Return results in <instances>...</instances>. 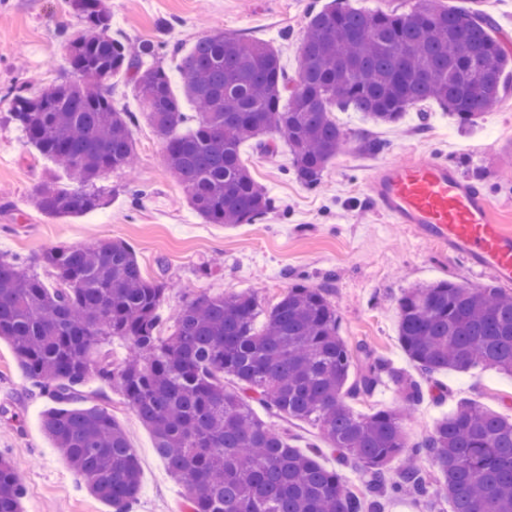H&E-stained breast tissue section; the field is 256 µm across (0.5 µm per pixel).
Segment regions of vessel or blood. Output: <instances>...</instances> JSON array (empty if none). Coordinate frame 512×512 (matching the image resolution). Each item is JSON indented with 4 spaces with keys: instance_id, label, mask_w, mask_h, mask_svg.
Segmentation results:
<instances>
[{
    "instance_id": "b4317fda",
    "label": "vessel or blood",
    "mask_w": 512,
    "mask_h": 512,
    "mask_svg": "<svg viewBox=\"0 0 512 512\" xmlns=\"http://www.w3.org/2000/svg\"><path fill=\"white\" fill-rule=\"evenodd\" d=\"M372 200L393 223L412 225L426 241L512 284V232L490 218L486 195L447 161L385 162L374 171Z\"/></svg>"
}]
</instances>
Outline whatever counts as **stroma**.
<instances>
[{"instance_id": "stroma-1", "label": "stroma", "mask_w": 512, "mask_h": 512, "mask_svg": "<svg viewBox=\"0 0 512 512\" xmlns=\"http://www.w3.org/2000/svg\"><path fill=\"white\" fill-rule=\"evenodd\" d=\"M112 12V34L130 41L161 45L156 58L180 90V56L201 37L221 30L266 41L278 49L283 70L295 77L297 47L312 12L333 0H105ZM80 20L65 0H0V96L24 86L37 92L64 78L61 44ZM349 134L384 141V152L368 156L349 149L309 187L292 171L287 146L271 155L253 143L240 151L254 178L275 207L259 222L206 224L190 209L185 190L168 172L163 143L147 125L133 130L137 163L127 173L103 179L111 192L98 212L52 218L30 204L35 187L56 175L52 160L29 144L0 106V254L36 258L57 245L122 240L136 252L144 275L167 282L158 313L163 333L174 316L202 295L254 294L270 310L295 283L328 289L339 314V332L349 348L365 347L394 366L410 369L397 334V301L417 283L449 279L472 287L491 283L469 263L448 256L420 238L408 225L395 224L372 206V171L384 161L400 164L432 157L450 161L461 176L482 188L495 223L512 231V92L477 124L459 126L438 105L410 110L396 127L377 126L352 110H335ZM137 185L146 195L132 200ZM432 380L445 399L425 396L407 428L420 436L433 429L462 401H475L512 417V377L473 368L444 371ZM89 405L110 412L130 439L141 467L142 489L132 512H173L186 492L169 474L146 428L123 395L101 380L82 388ZM51 399L26 380L9 344L0 342V454L21 465L24 512H113L92 496L83 480L53 447L41 428ZM255 415L289 437L299 448L319 447V463L340 469L349 486L362 490L359 468L340 466L318 426L285 419L263 406Z\"/></svg>"}]
</instances>
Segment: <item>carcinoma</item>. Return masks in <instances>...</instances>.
<instances>
[{
    "mask_svg": "<svg viewBox=\"0 0 512 512\" xmlns=\"http://www.w3.org/2000/svg\"><path fill=\"white\" fill-rule=\"evenodd\" d=\"M85 23L66 43L72 79L31 94L6 95L30 143L68 174L40 185L33 206L50 217L104 208L96 181L126 172L135 159L133 127L145 120L163 141L168 169L207 224H250L273 202L242 159L256 142L273 153L279 135L293 173L319 183L327 164L351 144L333 108H352L375 125H396L411 108L438 104L472 125L502 99L512 54L485 13L442 0L410 10L368 11L342 2L312 13L300 43V68L285 77L276 49L222 30L182 57L183 96L169 74L145 64L157 45L112 39L104 0H68ZM129 77L139 112L112 102V78ZM52 270L48 288L35 265ZM33 265L0 256V340L13 347L27 379L57 407L42 426L90 492L115 512L137 500L135 448L105 409L84 406L79 386L98 378L118 387L154 434L155 449L186 489L188 512H385L393 495L440 498L452 512H512V420L464 402L433 430L409 436L406 420L425 396L420 381L370 353L349 380L352 353L325 288L293 285L268 312L252 294L199 297L160 330L167 286L144 276L122 241L44 249ZM398 337L423 375L482 367L512 375V292L450 280L418 284L397 301ZM262 325H257L259 317ZM120 340L116 366L103 349ZM237 387H224V377ZM390 383L396 409L355 413L346 399ZM259 403L316 423L343 462L366 473L355 493L342 474L259 420ZM432 462L438 479L413 459ZM16 463L0 455V512H21Z\"/></svg>",
    "mask_w": 512,
    "mask_h": 512,
    "instance_id": "cac0c4a2",
    "label": "carcinoma"
}]
</instances>
